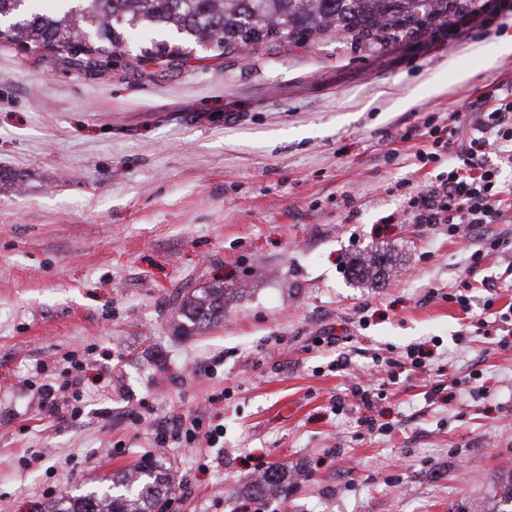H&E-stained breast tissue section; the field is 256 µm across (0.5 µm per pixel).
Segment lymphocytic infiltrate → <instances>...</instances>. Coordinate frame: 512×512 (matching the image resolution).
I'll list each match as a JSON object with an SVG mask.
<instances>
[{
    "label": "lymphocytic infiltrate",
    "instance_id": "obj_1",
    "mask_svg": "<svg viewBox=\"0 0 512 512\" xmlns=\"http://www.w3.org/2000/svg\"><path fill=\"white\" fill-rule=\"evenodd\" d=\"M499 140L512 142V87L500 85L484 95L479 117H470L461 108L450 113L448 173L439 185L417 193L413 219L453 227L497 223L505 186L499 167L489 164L487 156ZM223 436L221 425L206 423L203 415L196 414L157 430L155 441L163 448H189L202 438L216 445Z\"/></svg>",
    "mask_w": 512,
    "mask_h": 512
}]
</instances>
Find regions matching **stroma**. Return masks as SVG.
<instances>
[{
	"mask_svg": "<svg viewBox=\"0 0 512 512\" xmlns=\"http://www.w3.org/2000/svg\"><path fill=\"white\" fill-rule=\"evenodd\" d=\"M154 38L88 71L0 44V512L149 458L178 512H238L261 461L291 482L274 512H491L512 469V206L452 232L410 200L448 171L416 158L426 118L512 80V16L138 60ZM489 236L508 247L470 268ZM371 250L385 269L357 278ZM218 285L223 322L181 333L173 294ZM418 345L430 364L386 382ZM72 352L83 413L47 417L35 367ZM198 412L223 447L154 444Z\"/></svg>",
	"mask_w": 512,
	"mask_h": 512,
	"instance_id": "1",
	"label": "stroma"
}]
</instances>
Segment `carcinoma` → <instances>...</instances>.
Masks as SVG:
<instances>
[{
  "label": "carcinoma",
  "instance_id": "cac0c4a2",
  "mask_svg": "<svg viewBox=\"0 0 512 512\" xmlns=\"http://www.w3.org/2000/svg\"><path fill=\"white\" fill-rule=\"evenodd\" d=\"M38 0H0V43L37 50L69 49L79 31L94 30L75 65L94 68L99 58L127 52V34L156 29L161 40L140 51L147 59L174 58L189 46L206 44L223 52L243 45L285 40L297 43L334 31L357 40L387 44L416 35L436 21L469 11L472 0H59L60 16L40 12ZM358 275L374 279L379 257L358 261ZM179 316L185 330L209 327L224 318V289L196 288L182 295ZM272 495L287 492L288 478L276 465L256 480ZM172 491L162 466L148 461L134 472L117 471L93 490L75 489L51 501L44 512H153ZM492 512H512V471L501 480Z\"/></svg>",
  "mask_w": 512,
  "mask_h": 512
}]
</instances>
